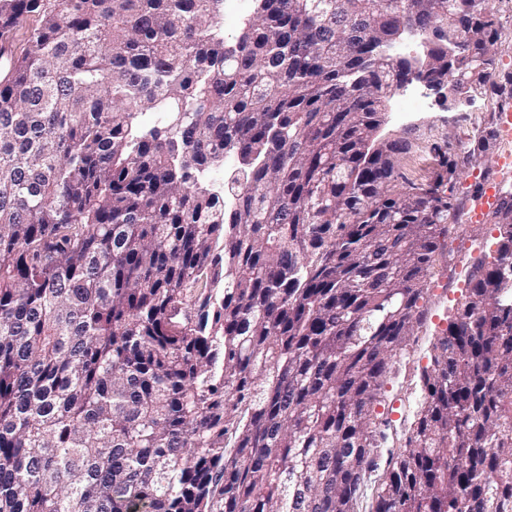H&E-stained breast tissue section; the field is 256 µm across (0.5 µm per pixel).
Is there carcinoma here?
<instances>
[{"instance_id": "obj_1", "label": "carcinoma", "mask_w": 512, "mask_h": 512, "mask_svg": "<svg viewBox=\"0 0 512 512\" xmlns=\"http://www.w3.org/2000/svg\"><path fill=\"white\" fill-rule=\"evenodd\" d=\"M255 3L0 0L38 21L0 78V512H512V196L375 455L459 167L374 133L416 73L484 88L489 0Z\"/></svg>"}]
</instances>
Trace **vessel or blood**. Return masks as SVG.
I'll list each match as a JSON object with an SVG mask.
<instances>
[{"instance_id": "obj_1", "label": "vessel or blood", "mask_w": 512, "mask_h": 512, "mask_svg": "<svg viewBox=\"0 0 512 512\" xmlns=\"http://www.w3.org/2000/svg\"><path fill=\"white\" fill-rule=\"evenodd\" d=\"M498 137L503 144L496 159V174L485 179L480 191L468 205L469 223H480L484 216L497 208L504 196L503 185L512 180V104L502 105L498 113Z\"/></svg>"}]
</instances>
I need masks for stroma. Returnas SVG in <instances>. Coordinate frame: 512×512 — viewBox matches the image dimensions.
<instances>
[{"label": "stroma", "mask_w": 512, "mask_h": 512, "mask_svg": "<svg viewBox=\"0 0 512 512\" xmlns=\"http://www.w3.org/2000/svg\"><path fill=\"white\" fill-rule=\"evenodd\" d=\"M499 21L498 40L493 47V82L465 104L462 110H445L435 94L423 91L417 101L402 102L390 97L385 104L384 121L377 139L410 137L414 148L399 162L405 177L427 176L434 165L430 144H447L457 160L460 177L454 194L457 204V229L444 239L435 255L427 279L425 314L415 323L405 350L397 356L388 381L387 404L392 411L384 429L386 440L380 454L398 448L410 429L421 398L420 375L429 361L437 332L445 328L451 308L460 299L466 279L476 261L493 254L498 231L493 224H471L466 220L470 194L475 184L492 174L497 149L478 156L473 152L475 139L496 130V114L502 99L512 98V0H491Z\"/></svg>", "instance_id": "1"}]
</instances>
